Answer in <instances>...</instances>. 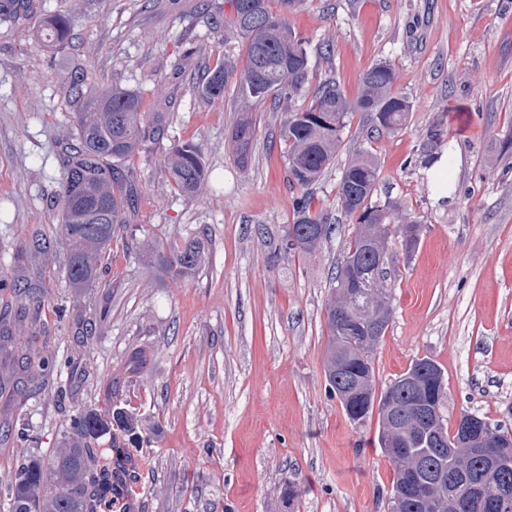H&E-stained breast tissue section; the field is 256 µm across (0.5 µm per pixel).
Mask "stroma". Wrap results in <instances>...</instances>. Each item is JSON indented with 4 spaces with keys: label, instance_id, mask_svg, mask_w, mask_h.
I'll list each match as a JSON object with an SVG mask.
<instances>
[{
    "label": "stroma",
    "instance_id": "stroma-1",
    "mask_svg": "<svg viewBox=\"0 0 512 512\" xmlns=\"http://www.w3.org/2000/svg\"><path fill=\"white\" fill-rule=\"evenodd\" d=\"M229 0H33V17L0 24V488L32 459L50 464L88 410H123L133 435L95 441L103 464L124 443L134 502L113 512H388L393 465L377 418L351 422L325 378L326 305L354 226L336 194L344 166L373 154L375 203L397 201L396 223L419 242L387 245L392 316L374 353L377 391L416 360L443 371V415L512 431V0H303L287 20L307 41L312 74L356 98L363 73L390 63L413 110L399 130L370 136L353 113L334 164L309 190L334 226L310 253L276 252L294 219L286 114L256 108L246 167L231 132L237 86L223 98L197 82L244 44L225 31ZM74 13L69 46L37 36L46 15ZM98 88L137 93L161 132L127 159L135 211L102 257L100 279L75 288L65 270L59 176L75 134L70 70ZM442 123L441 147L426 151ZM193 144L207 176L181 195L165 165ZM448 168L447 201L428 173ZM202 242L177 275L165 254ZM141 368L127 364L132 350ZM26 358L20 370L17 358ZM295 488L294 506L283 499Z\"/></svg>",
    "mask_w": 512,
    "mask_h": 512
}]
</instances>
